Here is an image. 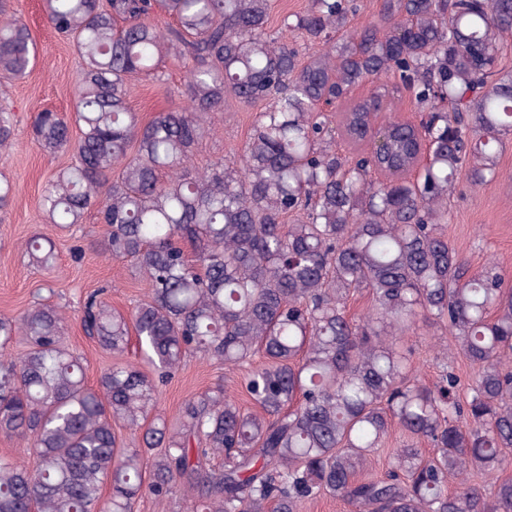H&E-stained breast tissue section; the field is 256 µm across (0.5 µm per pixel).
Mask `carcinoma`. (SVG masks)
Segmentation results:
<instances>
[{
	"label": "carcinoma",
	"mask_w": 512,
	"mask_h": 512,
	"mask_svg": "<svg viewBox=\"0 0 512 512\" xmlns=\"http://www.w3.org/2000/svg\"><path fill=\"white\" fill-rule=\"evenodd\" d=\"M272 9L42 0L83 62L78 137L53 111L34 121L43 150L73 157L42 206L66 227L97 208L101 252L129 263L147 295L128 313L88 299L82 329L115 359L94 386L57 307L0 316V434L24 454L0 458V512H135L176 492L188 512H298L322 495L352 512H512V280L473 269L443 231L459 175L492 181L512 136V73L498 67L512 0H382L360 26L356 0H310L274 33ZM32 49L0 0V74H24ZM169 56L190 63L188 104L145 122L127 80H165ZM364 83L372 95L349 98ZM403 88L425 113L418 126L383 113ZM228 97L264 105L242 166L192 173ZM13 135L0 110L1 149ZM419 150L426 163L409 179ZM25 251L54 267L51 241ZM364 292L371 307L349 316ZM421 324L448 329L476 368L467 395L449 362L433 389L409 375L400 340ZM133 335L150 372L126 359ZM194 353L247 368L258 411L218 385L170 422L156 378ZM118 427L142 437L127 444ZM395 431L390 467L365 476Z\"/></svg>",
	"instance_id": "cac0c4a2"
}]
</instances>
